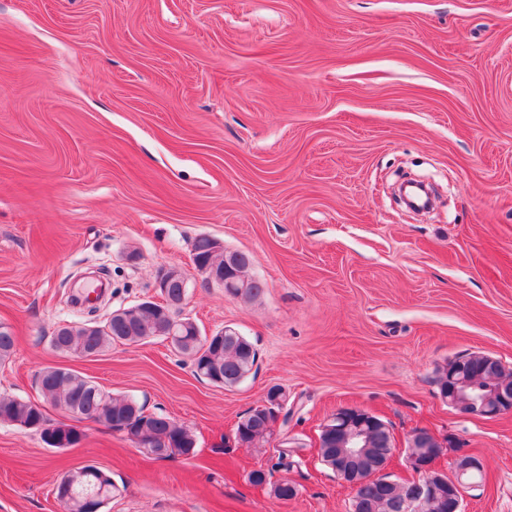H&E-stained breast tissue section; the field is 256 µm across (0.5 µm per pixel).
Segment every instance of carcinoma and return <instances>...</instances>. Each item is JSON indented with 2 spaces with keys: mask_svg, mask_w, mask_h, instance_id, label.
I'll use <instances>...</instances> for the list:
<instances>
[{
  "mask_svg": "<svg viewBox=\"0 0 512 512\" xmlns=\"http://www.w3.org/2000/svg\"><path fill=\"white\" fill-rule=\"evenodd\" d=\"M191 252L197 257L210 260L220 266L224 259L232 261L233 276L244 279L251 265V257L242 251L212 252L210 237L199 235L192 242ZM176 326V336H170L171 326ZM198 325L186 317L176 318L172 324L163 319L159 313L145 307L134 317L129 327L117 329L115 320L107 319L99 329L87 331L82 325H69L65 335L51 337V346L62 345L65 352L77 356L97 355L104 352L115 343H138L148 339L161 338L171 340V346L179 353L191 359L192 366L201 372V376L212 384L222 387H234L243 381L257 364L258 353L253 343L244 336H214L207 338L198 335ZM16 347V336L4 326H0V362L9 360ZM469 366L478 372V384L487 386L492 380H512V372L505 373L500 362H495L489 372H481L484 362L482 355L466 356ZM40 391L47 401L55 406L75 408L87 416L98 415L107 420L112 419L121 426H135L142 417L148 418L152 431L151 447L145 449L148 454L161 449L168 456L194 454L196 439L193 431L185 425H177L167 416L149 412L133 396L114 397L103 390L94 381L77 371L60 367H48L38 374ZM0 423L18 425L33 430L44 437L52 433L56 439L57 448H72L82 441L83 434L73 428L54 426L47 419L43 406L15 397L0 396ZM272 432L267 429L260 413L247 411L237 421L234 436L237 442L255 445L267 440ZM369 439L372 444V454L362 462L363 476L369 477L380 470L393 453V436L385 422H380L370 429ZM61 482L67 488L58 491L56 497L66 498L68 502L77 500L98 491L107 496L115 492L116 487H106L95 478L87 475L85 469L78 467L66 472ZM400 489L385 477L369 481L364 489L355 494L356 512H402L399 500Z\"/></svg>",
  "mask_w": 512,
  "mask_h": 512,
  "instance_id": "cac0c4a2",
  "label": "carcinoma"
}]
</instances>
